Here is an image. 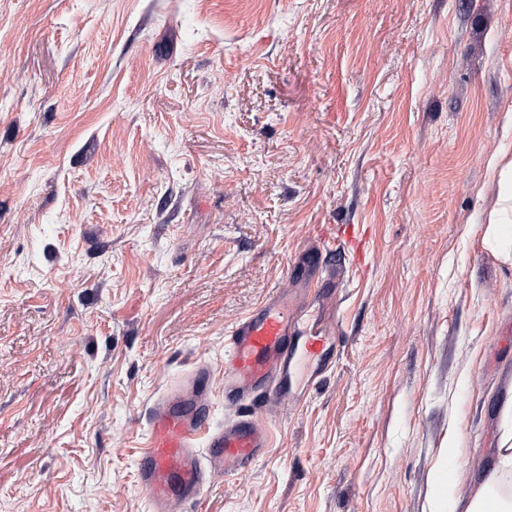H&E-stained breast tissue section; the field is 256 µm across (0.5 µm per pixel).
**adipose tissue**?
<instances>
[{
    "label": "adipose tissue",
    "instance_id": "1",
    "mask_svg": "<svg viewBox=\"0 0 512 512\" xmlns=\"http://www.w3.org/2000/svg\"><path fill=\"white\" fill-rule=\"evenodd\" d=\"M502 191L492 217L484 227L483 244L503 261L512 263V161L500 171ZM503 437L497 456L478 493L466 504L448 497L450 475L440 470L437 477V512H512V398L505 404Z\"/></svg>",
    "mask_w": 512,
    "mask_h": 512
}]
</instances>
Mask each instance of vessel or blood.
Listing matches in <instances>:
<instances>
[{
  "mask_svg": "<svg viewBox=\"0 0 512 512\" xmlns=\"http://www.w3.org/2000/svg\"><path fill=\"white\" fill-rule=\"evenodd\" d=\"M294 272L305 281L335 283L321 248L301 253ZM302 307L279 288L224 336V398L239 403L263 399L285 410L301 360L318 369L336 363L333 330L301 326ZM146 439L138 457V482L151 512H186L214 480L240 475L270 448L268 424L243 413L221 425L211 418L209 372L196 370L184 384L168 388L145 413Z\"/></svg>",
  "mask_w": 512,
  "mask_h": 512,
  "instance_id": "vessel-or-blood-1",
  "label": "vessel or blood"
}]
</instances>
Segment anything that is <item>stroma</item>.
Here are the masks:
<instances>
[{
    "label": "stroma",
    "mask_w": 512,
    "mask_h": 512,
    "mask_svg": "<svg viewBox=\"0 0 512 512\" xmlns=\"http://www.w3.org/2000/svg\"><path fill=\"white\" fill-rule=\"evenodd\" d=\"M512 0H0V512H149L145 411L277 288L335 366L203 512L472 497L512 389ZM360 225L363 263L336 238ZM329 246L335 286L294 258ZM502 191L489 224H485L483 244L505 262L512 263V161L500 171Z\"/></svg>",
    "instance_id": "1"
}]
</instances>
